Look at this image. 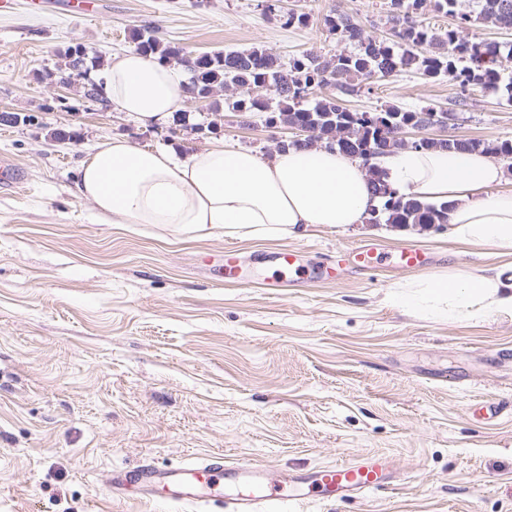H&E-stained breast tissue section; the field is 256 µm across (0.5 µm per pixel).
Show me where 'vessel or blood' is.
Returning a JSON list of instances; mask_svg holds the SVG:
<instances>
[{"mask_svg":"<svg viewBox=\"0 0 512 512\" xmlns=\"http://www.w3.org/2000/svg\"><path fill=\"white\" fill-rule=\"evenodd\" d=\"M354 263L363 269L393 266L422 270L428 267L429 259L418 249L388 253L370 248L356 250ZM259 268L263 285L271 288L286 281L301 283L334 276L330 268L300 264L296 250L291 248L262 256ZM156 485L162 486L167 500L173 502L211 504L218 512H261L263 504L275 499H305L313 485L328 494L348 497L388 488L390 476L385 461L373 456L327 466L311 477L282 483L273 481L267 468L242 462L230 464L223 456L211 455L176 468H160L146 460L131 470H115L107 489L112 497L129 498L136 493L148 494Z\"/></svg>","mask_w":512,"mask_h":512,"instance_id":"obj_1","label":"vessel or blood"}]
</instances>
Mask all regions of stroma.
I'll return each mask as SVG.
<instances>
[{
  "mask_svg": "<svg viewBox=\"0 0 512 512\" xmlns=\"http://www.w3.org/2000/svg\"><path fill=\"white\" fill-rule=\"evenodd\" d=\"M385 0H0V512H207L150 496L112 501L114 470L141 459L175 466L204 453L267 467L274 478L380 455L391 489L333 500L310 493L272 512H512V313L448 320L391 294L458 270L512 266V250L455 241L449 225L330 227L297 234H205L157 224H104L76 189L81 162L115 137L182 152L215 143L270 158L293 136L263 115L217 112L184 98L183 121L144 126L88 101L83 79L51 81L68 47L99 63L132 49L143 25L195 54L259 47L288 61L347 46L331 11L369 35H392ZM308 14L285 25L287 12ZM476 89L446 132L512 139L505 86ZM448 80L401 72L347 98L373 112L451 108ZM70 132L65 141L52 130ZM440 127L429 136L441 135ZM415 244L429 270L382 266L273 290L224 281L206 256L294 248L313 264L364 244Z\"/></svg>",
  "mask_w": 512,
  "mask_h": 512,
  "instance_id": "35a3bbf8",
  "label": "stroma"
}]
</instances>
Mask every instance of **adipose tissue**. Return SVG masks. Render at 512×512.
<instances>
[{"label": "adipose tissue", "instance_id": "adipose-tissue-1", "mask_svg": "<svg viewBox=\"0 0 512 512\" xmlns=\"http://www.w3.org/2000/svg\"><path fill=\"white\" fill-rule=\"evenodd\" d=\"M187 78L184 65L131 50L109 61L97 84L112 108L149 126L168 123L180 110ZM373 164L398 194L448 202L457 240L512 249V193L497 192L506 176L490 155L405 148L379 155ZM77 191L106 224L221 228L228 234L360 224L375 203L361 163L320 145L263 160L242 148L212 146L181 154L138 148L115 137L82 162ZM397 298L451 318L512 312V275L461 272L425 279Z\"/></svg>", "mask_w": 512, "mask_h": 512}]
</instances>
